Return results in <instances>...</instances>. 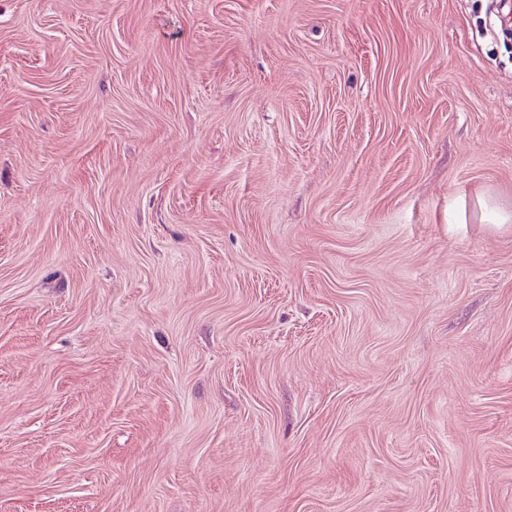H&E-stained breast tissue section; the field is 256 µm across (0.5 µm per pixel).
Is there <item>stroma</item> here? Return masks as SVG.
Segmentation results:
<instances>
[{
  "mask_svg": "<svg viewBox=\"0 0 512 512\" xmlns=\"http://www.w3.org/2000/svg\"><path fill=\"white\" fill-rule=\"evenodd\" d=\"M499 0H0V512H512Z\"/></svg>",
  "mask_w": 512,
  "mask_h": 512,
  "instance_id": "obj_1",
  "label": "stroma"
}]
</instances>
